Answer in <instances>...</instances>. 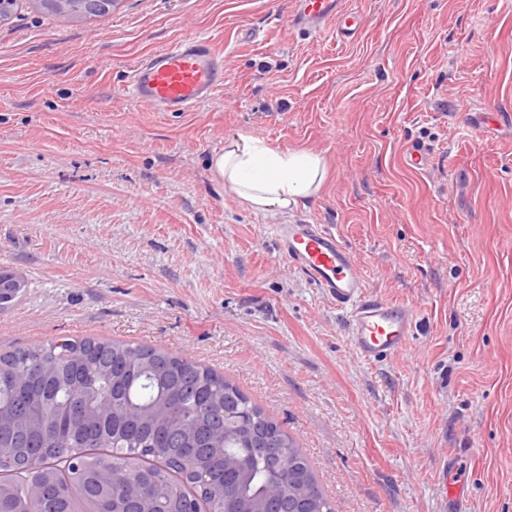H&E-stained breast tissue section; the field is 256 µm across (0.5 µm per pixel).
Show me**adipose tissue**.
<instances>
[{
    "label": "adipose tissue",
    "instance_id": "ef3b65f1",
    "mask_svg": "<svg viewBox=\"0 0 512 512\" xmlns=\"http://www.w3.org/2000/svg\"><path fill=\"white\" fill-rule=\"evenodd\" d=\"M209 171L252 210L285 212L316 196L325 175V161L311 150L281 151L263 140L236 134L209 157Z\"/></svg>",
    "mask_w": 512,
    "mask_h": 512
}]
</instances>
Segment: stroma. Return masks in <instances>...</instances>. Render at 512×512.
<instances>
[{"mask_svg":"<svg viewBox=\"0 0 512 512\" xmlns=\"http://www.w3.org/2000/svg\"><path fill=\"white\" fill-rule=\"evenodd\" d=\"M354 38L294 0H118L0 24V352L58 336L160 347L224 374L298 443L337 512H512V0H347ZM224 54L192 111L129 100L184 35ZM324 155L317 196L253 211L208 170L224 138ZM422 148L416 170L403 155ZM326 224L365 292L414 310L378 362L279 254ZM34 0L36 9L67 20L81 22L104 16L112 11L114 0ZM344 4L343 0H295V9L288 23L290 27L309 35L317 34L332 24L340 39L352 37L359 32L361 22Z\"/></svg>","mask_w":512,"mask_h":512,"instance_id":"35a3bbf8","label":"stroma"}]
</instances>
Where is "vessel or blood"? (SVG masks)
<instances>
[{"label": "vessel or blood", "mask_w": 512, "mask_h": 512, "mask_svg": "<svg viewBox=\"0 0 512 512\" xmlns=\"http://www.w3.org/2000/svg\"><path fill=\"white\" fill-rule=\"evenodd\" d=\"M290 27L316 34L326 26L349 38L361 27L344 0H295ZM224 83V56L199 35H188L139 62L125 93L134 102L161 112H188L212 97ZM275 236L289 264L302 270L336 304L349 312V343L368 361L405 349L413 333L411 309L364 293L357 266L338 236L319 224H282Z\"/></svg>", "instance_id": "vessel-or-blood-1"}]
</instances>
